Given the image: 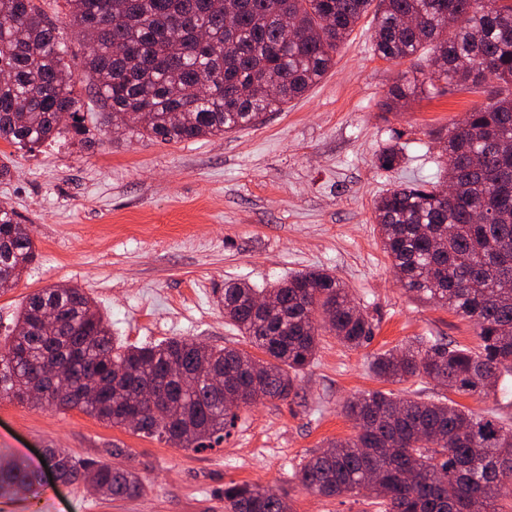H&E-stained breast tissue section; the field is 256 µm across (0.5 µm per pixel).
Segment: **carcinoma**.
<instances>
[{"mask_svg": "<svg viewBox=\"0 0 512 512\" xmlns=\"http://www.w3.org/2000/svg\"><path fill=\"white\" fill-rule=\"evenodd\" d=\"M82 34L83 71L104 102L101 130L162 142L197 140L255 127L283 111L334 64L339 47L367 15L372 46L386 60L428 52L422 79L390 90L392 110L439 83L491 86L490 102L437 133L436 180L401 183L374 202L383 251L411 292L473 320L472 350L419 338L403 351L371 356L383 382L427 377L460 394L489 395L512 377V0H64ZM68 44L35 0H0V140L24 147L86 132ZM67 115L62 120L61 115ZM402 149L381 151L378 166L399 165ZM37 258L30 225L0 207V293ZM257 295L272 305L254 307ZM224 318L250 349L187 339L135 346L118 341L82 288H43L18 309L0 340V395L77 409L112 427L211 448L240 412L261 399L298 395L297 375L315 359L329 329L350 349L370 342L373 319L325 269L301 271L267 288L224 284ZM333 313L329 326L323 312ZM54 318H46V312ZM173 364H206L242 391L234 407L205 381L186 388ZM56 366L79 387L63 397L45 377ZM154 382L160 395L135 405ZM354 436L303 460L306 492L341 497L369 488L382 512H506L512 490V424L440 400L376 390L347 399ZM64 484L94 474L103 495L134 499L141 475L128 467L81 462L57 449L43 456ZM39 495V472L0 462V498ZM225 512H290L285 494L258 484L224 489Z\"/></svg>", "mask_w": 512, "mask_h": 512, "instance_id": "carcinoma-1", "label": "carcinoma"}]
</instances>
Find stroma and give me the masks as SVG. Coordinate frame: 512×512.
I'll use <instances>...</instances> for the list:
<instances>
[{
  "instance_id": "1",
  "label": "stroma",
  "mask_w": 512,
  "mask_h": 512,
  "mask_svg": "<svg viewBox=\"0 0 512 512\" xmlns=\"http://www.w3.org/2000/svg\"><path fill=\"white\" fill-rule=\"evenodd\" d=\"M363 20L325 77L257 126L218 137L163 143L124 132L103 137V106L78 82L86 143L66 135L34 148L0 142L11 166L0 205L30 224L38 257L0 294V338L30 294L50 285L83 288L125 343L186 338L214 346L243 344L217 298L230 280L262 287L313 268L334 273L378 328L353 350L323 333L315 361L297 378L298 394L244 411L230 436L211 448H180L112 427L79 410L58 412L0 397V454L29 461L59 448L80 461L122 462L144 480L143 495L111 500L81 483L44 473L38 497L0 499V512H224V489L259 484L288 493L292 512H365V494L324 498L303 491L299 463L329 441L351 437L343 402L382 390L446 399L477 414L512 418V401L460 395L425 378L376 379L374 353L421 337L477 348L476 328L451 310L409 293L396 279L373 221L375 200L401 182L433 178L432 132L487 103V90L442 86L393 112L388 91L412 81L410 61L370 48ZM398 144L400 166L377 157Z\"/></svg>"
}]
</instances>
